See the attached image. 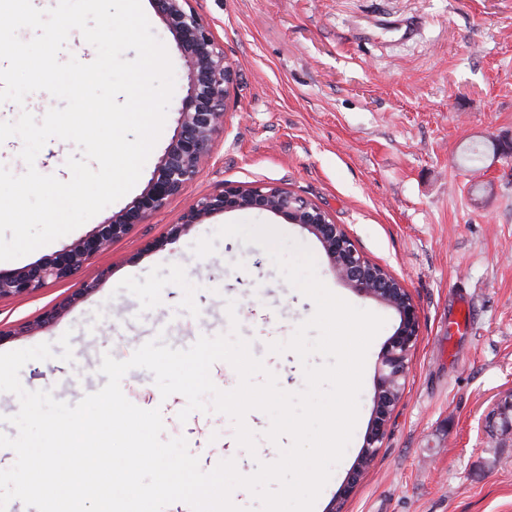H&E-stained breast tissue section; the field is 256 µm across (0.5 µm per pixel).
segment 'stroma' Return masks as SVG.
Here are the masks:
<instances>
[{"label":"stroma","mask_w":512,"mask_h":512,"mask_svg":"<svg viewBox=\"0 0 512 512\" xmlns=\"http://www.w3.org/2000/svg\"><path fill=\"white\" fill-rule=\"evenodd\" d=\"M233 67L224 129L196 179L165 208L68 280L0 299V352L57 343L72 362L31 361L23 387L70 403L92 393L98 355L128 359L155 338L185 349L230 333L252 344L288 391L305 385L297 356L269 353L315 312L259 245L235 238L213 254L192 250L233 221L272 226L306 246L337 296L386 323L365 362L358 421L314 512H512V434L491 433L488 414L512 389V158H462L473 144L512 143V0H190ZM171 100L161 136L131 192L72 232L13 261L15 270L92 233L146 188L177 126ZM271 184L326 211L358 249L398 279L418 317L402 397L372 466L343 487L375 410L385 346L400 315L338 278L319 239L266 210L217 212L177 237L169 226L199 198L229 185ZM234 313H227V301ZM41 328L14 335L55 306ZM126 398L160 409L164 438L191 453L234 449L239 471L271 462L270 425H251L259 458L238 448L220 413L178 414L183 395L161 398L153 376H125Z\"/></svg>","instance_id":"obj_1"}]
</instances>
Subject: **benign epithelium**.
Returning a JSON list of instances; mask_svg holds the SVG:
<instances>
[{"mask_svg":"<svg viewBox=\"0 0 512 512\" xmlns=\"http://www.w3.org/2000/svg\"><path fill=\"white\" fill-rule=\"evenodd\" d=\"M173 34L176 49L189 68L188 81L182 86L177 110V131L167 147L152 179L143 193L123 211L97 226L88 236L61 252L20 269L0 270V299L31 294L49 283L75 275L95 255L124 238L131 227L162 208L178 195L200 172L209 156L214 137L224 129V90L232 81L233 68L216 41L207 22L191 9L189 0H153ZM270 193L264 185L227 186L218 194L200 198L170 225L169 235L177 237L201 223L203 218L232 209L258 208L274 212L293 224H300L322 243L336 275L363 296L373 297L395 307L401 324L389 340L378 377L375 416L366 435L363 458L357 462L351 481H356L364 463H372L384 435V426L392 406L393 383L405 378L418 321L414 306L387 278L374 279L367 274L370 262L351 237L329 221L316 205H293L295 199L269 204ZM492 427L512 429V390L500 399L491 416Z\"/></svg>","mask_w":512,"mask_h":512,"instance_id":"1","label":"benign epithelium"}]
</instances>
